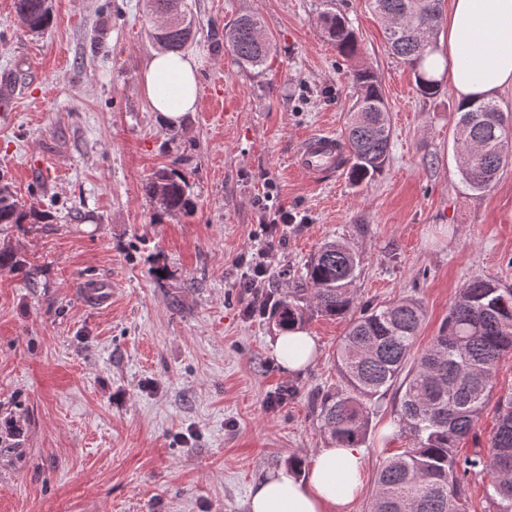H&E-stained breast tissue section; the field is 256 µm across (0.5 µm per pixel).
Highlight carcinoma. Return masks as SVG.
Masks as SVG:
<instances>
[{"label": "carcinoma", "instance_id": "obj_1", "mask_svg": "<svg viewBox=\"0 0 512 512\" xmlns=\"http://www.w3.org/2000/svg\"><path fill=\"white\" fill-rule=\"evenodd\" d=\"M151 16L167 23L155 39L168 51L192 42L195 17L188 0H149ZM385 26L392 53L414 73L417 90L439 91L429 59L437 51L442 0H372ZM18 24L32 33L51 22L49 0H15ZM326 37L339 53L357 51L349 21L330 9L321 13ZM224 44L241 68L261 69L272 50L262 20L239 15L224 28ZM357 88L345 140L351 153V179L359 184L381 171L390 156L392 125L377 77L367 69L353 73ZM454 146L459 173L468 189L493 186L512 158V124L493 100L457 107ZM185 176L162 169L144 184L146 198L167 214L193 208ZM19 204L11 184L0 176V226L37 218ZM361 256L349 243H323L306 266L304 282L275 301L271 316L286 330L305 322L311 309L344 317L353 309L350 287L360 275ZM423 310L411 299L364 307L350 318L336 357L345 384L316 403L329 438L342 447L360 446L366 437L371 401L394 388L400 393V424L413 445L377 469L370 512H462L468 479L490 475L486 490L497 512H512V392L499 398V418L488 453L459 456L456 448L475 427L488 400L503 357L512 352V288L475 277L466 282L429 347L412 355L423 323Z\"/></svg>", "mask_w": 512, "mask_h": 512}]
</instances>
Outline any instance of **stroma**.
<instances>
[{
  "label": "stroma",
  "mask_w": 512,
  "mask_h": 512,
  "mask_svg": "<svg viewBox=\"0 0 512 512\" xmlns=\"http://www.w3.org/2000/svg\"><path fill=\"white\" fill-rule=\"evenodd\" d=\"M51 7L36 35L0 0V84L12 89L0 173L46 216L0 232V249L25 264L0 273V426L18 425L0 435V512H248L255 479L306 469L329 446L314 404L342 384L336 347L349 320L309 313L319 356L291 377L271 353L277 326L247 306L287 295L322 243L344 239L363 259L355 306L417 301L424 350L466 281L512 288V163L487 191L463 184L458 102L445 86L417 91L371 0H333L356 32L350 58L324 33L322 0H195L188 52L201 105L176 128L142 88L158 48L146 0ZM246 12L273 44L259 73L219 41ZM363 66L391 113L389 160L358 185L345 173L311 182L294 151L315 133L343 135ZM160 168L186 176L192 214L145 198ZM270 182L272 208L295 222L270 251L264 288H247L269 239L257 201ZM92 280L111 282V307L87 296ZM494 383L460 454L488 452L512 354ZM399 398L391 390L371 407L364 488L345 512H368L379 463L411 445L395 423Z\"/></svg>",
  "instance_id": "stroma-1"
}]
</instances>
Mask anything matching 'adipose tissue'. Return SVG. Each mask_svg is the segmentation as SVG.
Returning <instances> with one entry per match:
<instances>
[{
	"label": "adipose tissue",
	"mask_w": 512,
	"mask_h": 512,
	"mask_svg": "<svg viewBox=\"0 0 512 512\" xmlns=\"http://www.w3.org/2000/svg\"><path fill=\"white\" fill-rule=\"evenodd\" d=\"M448 86L461 103H477L512 87V0H448ZM151 108L170 126L197 111L201 95L194 58L154 51L141 76ZM272 354L283 373L303 372L318 345L302 329L276 336ZM365 452L329 445L312 458L305 476L283 467L250 487L249 512H344L363 489Z\"/></svg>",
	"instance_id": "1"
}]
</instances>
